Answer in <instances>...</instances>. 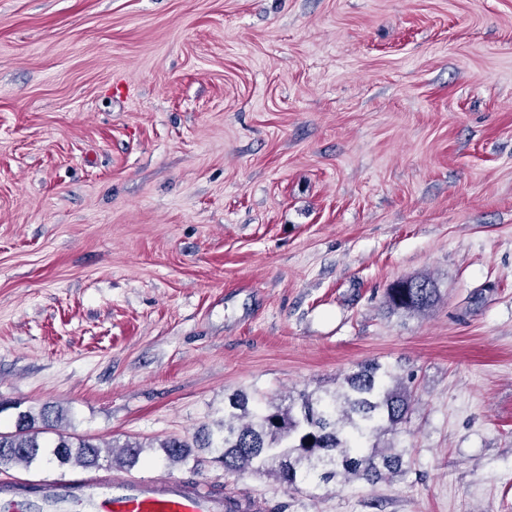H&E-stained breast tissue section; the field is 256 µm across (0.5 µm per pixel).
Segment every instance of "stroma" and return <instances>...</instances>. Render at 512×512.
Instances as JSON below:
<instances>
[{
  "instance_id": "35a3bbf8",
  "label": "stroma",
  "mask_w": 512,
  "mask_h": 512,
  "mask_svg": "<svg viewBox=\"0 0 512 512\" xmlns=\"http://www.w3.org/2000/svg\"><path fill=\"white\" fill-rule=\"evenodd\" d=\"M372 360L394 481L151 451ZM45 405L265 512H512V0H0V431ZM437 297V288L427 278L398 281L386 292L387 305L396 311L423 312Z\"/></svg>"
}]
</instances>
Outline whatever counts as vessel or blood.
<instances>
[{"mask_svg": "<svg viewBox=\"0 0 512 512\" xmlns=\"http://www.w3.org/2000/svg\"><path fill=\"white\" fill-rule=\"evenodd\" d=\"M234 512L235 502L200 484L173 477L118 479L107 474L80 482L0 484V512Z\"/></svg>", "mask_w": 512, "mask_h": 512, "instance_id": "1", "label": "vessel or blood"}]
</instances>
